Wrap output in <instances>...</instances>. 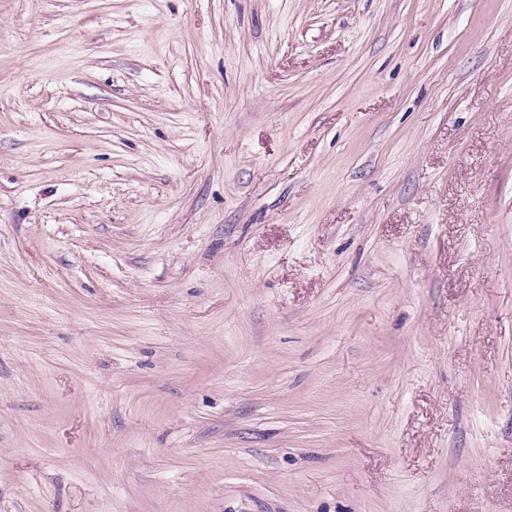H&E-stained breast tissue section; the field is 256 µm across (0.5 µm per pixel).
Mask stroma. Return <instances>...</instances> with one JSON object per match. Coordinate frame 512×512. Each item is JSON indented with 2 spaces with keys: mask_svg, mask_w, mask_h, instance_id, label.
<instances>
[{
  "mask_svg": "<svg viewBox=\"0 0 512 512\" xmlns=\"http://www.w3.org/2000/svg\"><path fill=\"white\" fill-rule=\"evenodd\" d=\"M0 512H512V0H0Z\"/></svg>",
  "mask_w": 512,
  "mask_h": 512,
  "instance_id": "obj_1",
  "label": "stroma"
}]
</instances>
